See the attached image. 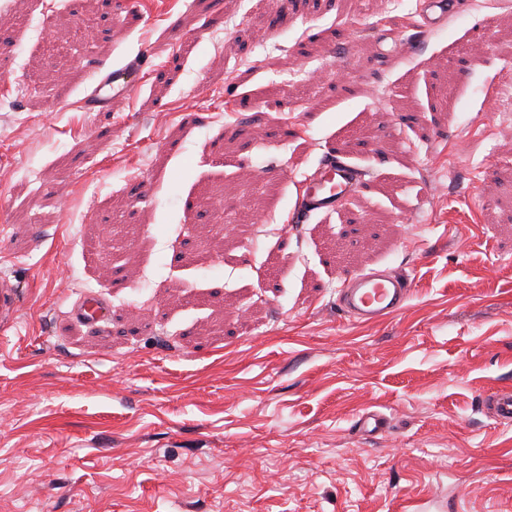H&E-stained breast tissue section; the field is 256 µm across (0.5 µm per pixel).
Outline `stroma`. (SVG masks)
I'll use <instances>...</instances> for the list:
<instances>
[{
	"label": "stroma",
	"mask_w": 512,
	"mask_h": 512,
	"mask_svg": "<svg viewBox=\"0 0 512 512\" xmlns=\"http://www.w3.org/2000/svg\"><path fill=\"white\" fill-rule=\"evenodd\" d=\"M462 2L434 30L419 0L0 8V512H512V29ZM333 148L362 184L296 218ZM371 269L411 296L357 323ZM140 68L136 61L113 68H95L94 88L80 102V107L86 112H108L112 109V91L113 97L128 92L135 84ZM411 295L410 281L386 271L346 275L337 305L352 321L375 323L403 312ZM19 288L7 277L0 278V328L1 334L12 328L20 305ZM73 314L80 320L94 322L105 317L107 308L97 298L87 296L75 305Z\"/></svg>",
	"instance_id": "stroma-1"
}]
</instances>
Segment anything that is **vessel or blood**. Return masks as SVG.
<instances>
[{"label":"vessel or blood","mask_w":512,"mask_h":512,"mask_svg":"<svg viewBox=\"0 0 512 512\" xmlns=\"http://www.w3.org/2000/svg\"><path fill=\"white\" fill-rule=\"evenodd\" d=\"M141 65L127 64L96 69L94 88L80 103L87 112H106L112 108L113 96L128 92L135 84ZM363 180L360 170L348 165L335 153L307 177L298 202L302 215L331 214L358 189ZM411 295L410 281L401 275L386 271L353 273L346 275L340 289L337 305L352 321L375 323L403 312ZM20 305L19 288L8 278H0V329L9 330L15 323ZM73 313L87 322L104 318L106 306L97 298L84 297Z\"/></svg>","instance_id":"obj_1"}]
</instances>
